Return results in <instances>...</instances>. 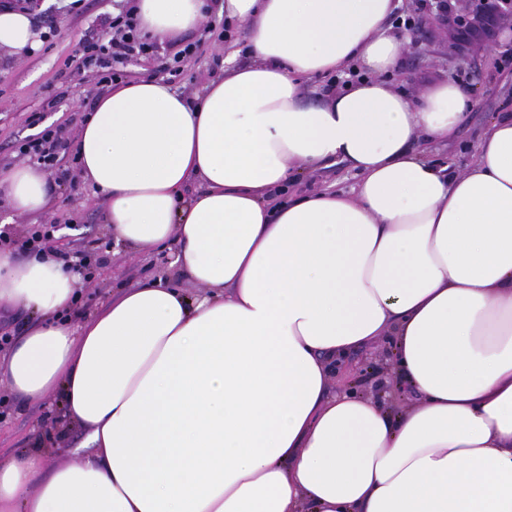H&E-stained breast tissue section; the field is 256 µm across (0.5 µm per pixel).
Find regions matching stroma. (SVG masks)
<instances>
[{
    "mask_svg": "<svg viewBox=\"0 0 512 512\" xmlns=\"http://www.w3.org/2000/svg\"><path fill=\"white\" fill-rule=\"evenodd\" d=\"M71 0H34V25L43 44L33 55L16 58L0 50V168L17 165L15 147L49 125H66L79 133L92 112L96 95L90 94L84 73L75 68L73 57L82 36L99 28L106 16L118 14L126 0H81L71 8ZM399 14L413 16L411 27L397 29L403 49L396 68L384 75L393 90L410 96L421 95L445 80L469 91L474 105L454 138L422 139L417 148L427 158L452 165L465 173L479 156L481 137L490 119L501 112L512 113V15L508 16L492 41L473 44L460 52L446 28L433 23V0H399ZM205 53L187 66L174 88L190 96L200 95L205 86L222 77L224 68L214 58L224 55V45L210 41ZM40 123H31V116ZM357 177L347 163L306 171L290 193L307 191L353 192ZM52 203L44 212L13 214L0 203V230L12 238L27 236L36 224L56 223V244L74 253L88 247L103 248L107 258L99 277L82 284L80 303L71 313L73 326H80L114 296L157 277L171 278L189 295L201 289L181 275L173 261L176 243L163 247L133 250L114 244L104 217V203L95 197L82 178L53 183ZM335 383L365 397L390 394L398 406L411 404L412 397L393 373L391 349L380 345L361 350L336 368ZM61 394H52L42 404L30 402L7 385H0V453L18 456L31 448L46 449L54 463L67 462L66 451L77 446L81 429L64 419Z\"/></svg>",
    "mask_w": 512,
    "mask_h": 512,
    "instance_id": "35a3bbf8",
    "label": "stroma"
}]
</instances>
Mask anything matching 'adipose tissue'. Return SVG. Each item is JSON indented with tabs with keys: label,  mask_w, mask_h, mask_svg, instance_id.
Returning <instances> with one entry per match:
<instances>
[{
	"label": "adipose tissue",
	"mask_w": 512,
	"mask_h": 512,
	"mask_svg": "<svg viewBox=\"0 0 512 512\" xmlns=\"http://www.w3.org/2000/svg\"><path fill=\"white\" fill-rule=\"evenodd\" d=\"M396 6L224 0L256 64L228 51L193 103L155 80L100 96L76 146L105 224L136 249L177 239L205 292L161 278L75 328L58 313L76 274L0 251V308L42 317L0 383L34 401L62 389L84 432L75 463L0 457V512H512V113L465 174L412 152L454 136L472 98L379 81L402 49ZM136 15L174 42L204 0H137ZM40 45L29 12L0 9V49ZM351 60L366 80L305 101L303 79ZM336 161L357 172L355 196L266 203L298 167ZM0 196L44 212L48 175L0 169ZM384 336L415 402L330 393L332 364Z\"/></svg>",
	"instance_id": "adipose-tissue-1"
}]
</instances>
